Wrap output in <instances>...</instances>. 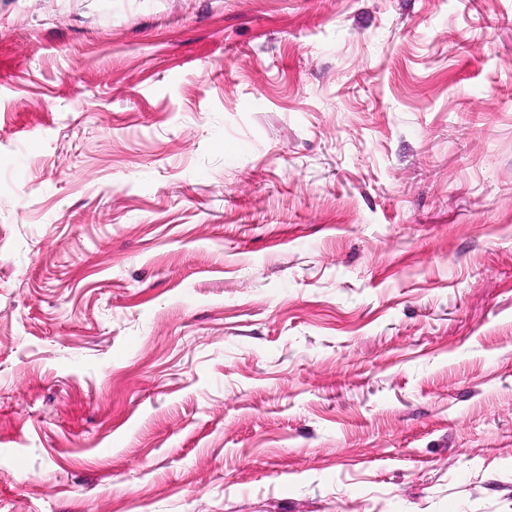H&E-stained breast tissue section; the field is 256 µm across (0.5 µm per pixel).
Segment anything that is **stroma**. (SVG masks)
Masks as SVG:
<instances>
[{
	"mask_svg": "<svg viewBox=\"0 0 512 512\" xmlns=\"http://www.w3.org/2000/svg\"><path fill=\"white\" fill-rule=\"evenodd\" d=\"M0 512H512V0H0Z\"/></svg>",
	"mask_w": 512,
	"mask_h": 512,
	"instance_id": "35a3bbf8",
	"label": "stroma"
}]
</instances>
